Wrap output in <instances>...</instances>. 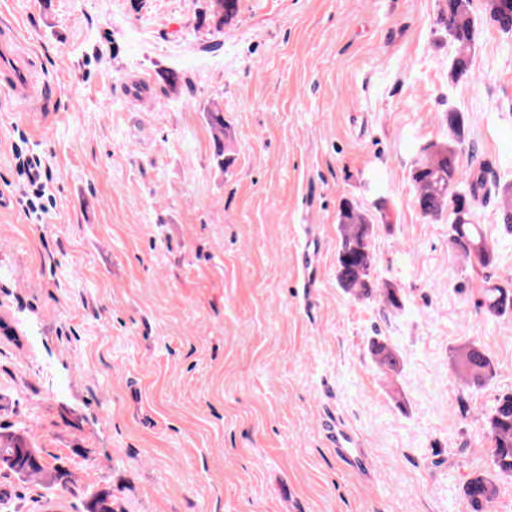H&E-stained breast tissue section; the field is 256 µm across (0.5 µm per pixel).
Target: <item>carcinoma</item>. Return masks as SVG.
<instances>
[{
  "label": "carcinoma",
  "instance_id": "carcinoma-1",
  "mask_svg": "<svg viewBox=\"0 0 512 512\" xmlns=\"http://www.w3.org/2000/svg\"><path fill=\"white\" fill-rule=\"evenodd\" d=\"M213 15L217 23L238 12L239 0H213ZM485 18L504 34L512 33V0H485ZM442 29L455 47L450 78L458 80L469 72L471 54L477 35L473 0H446ZM208 121L215 131L214 156L224 166V113L219 107L208 110ZM464 117L460 112H448V139L428 144L421 150L411 177L415 203L422 216L431 221H448V245L458 255L484 268L494 260L480 225L474 222L475 204L490 198L492 183L484 163L459 165V153L464 142ZM370 218L356 205L346 202L338 216L339 246L336 258V279L341 287L359 297L380 295L381 302L391 308L402 306L398 289L391 284L377 290L372 280ZM480 306L490 317L512 313V289L494 285L481 291ZM371 355L385 372L397 371L403 365L398 350L384 339L369 344ZM455 364L467 388L480 390L493 379L495 366L485 346L476 340L464 344ZM487 453L492 473L467 481L464 495L470 512H489L497 494L496 481L512 478V392L498 396L486 419ZM0 470L27 478L46 472L40 449L31 445L16 431L0 427Z\"/></svg>",
  "mask_w": 512,
  "mask_h": 512
}]
</instances>
